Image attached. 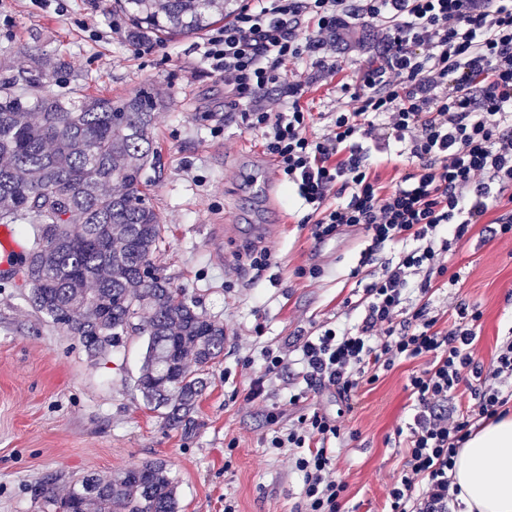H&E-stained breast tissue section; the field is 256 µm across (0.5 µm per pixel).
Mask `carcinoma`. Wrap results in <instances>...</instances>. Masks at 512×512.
I'll use <instances>...</instances> for the list:
<instances>
[{
	"label": "carcinoma",
	"instance_id": "carcinoma-1",
	"mask_svg": "<svg viewBox=\"0 0 512 512\" xmlns=\"http://www.w3.org/2000/svg\"><path fill=\"white\" fill-rule=\"evenodd\" d=\"M128 36L164 41L226 17V0H116ZM0 80V223L36 224L17 262L31 308L99 359L135 334L145 339L136 388L147 406L185 435L208 368L224 357V327L173 287L155 262L162 224L149 204L148 171L158 91L112 100L49 93L28 78ZM52 512H179L163 459L110 476L89 473L59 498L41 489Z\"/></svg>",
	"mask_w": 512,
	"mask_h": 512
}]
</instances>
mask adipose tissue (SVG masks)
<instances>
[{
  "label": "adipose tissue",
  "instance_id": "adipose-tissue-1",
  "mask_svg": "<svg viewBox=\"0 0 512 512\" xmlns=\"http://www.w3.org/2000/svg\"><path fill=\"white\" fill-rule=\"evenodd\" d=\"M451 474L466 512H512V416L474 432Z\"/></svg>",
  "mask_w": 512,
  "mask_h": 512
}]
</instances>
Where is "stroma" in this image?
<instances>
[{"instance_id":"1","label":"stroma","mask_w":512,"mask_h":512,"mask_svg":"<svg viewBox=\"0 0 512 512\" xmlns=\"http://www.w3.org/2000/svg\"><path fill=\"white\" fill-rule=\"evenodd\" d=\"M127 31L112 0H0V58L11 75L33 77L37 58L60 56L67 67L47 74L48 91L118 98L152 88L165 95L155 114L161 152L148 190L163 225L156 261L174 287L223 325L228 343L208 370L197 427L186 436L165 426L134 388L141 337L90 360L0 271V512H46L45 481L62 497L87 472L107 475L155 458L169 464L181 512H224L228 495L238 512H301V474L262 440L304 414L306 405L288 402L304 383L286 372L267 382L263 398L248 400L263 371L261 351L292 346L300 332L329 322L359 321L361 282L380 276L397 252L385 248L362 267L359 231L311 238L301 224L307 210L264 154L260 134L241 110L225 109L224 84L201 58L205 34L157 41L141 54ZM384 35L379 27L365 46L337 50L329 76L309 61L295 63L313 79L302 99L313 115L312 135L326 132L336 108L350 107L340 85L379 63ZM261 249L272 255L263 271L252 266ZM448 264L463 277L434 291L431 312L445 328L456 303L474 305L481 314L475 355L490 361L512 330V236L476 225L454 245ZM312 267L321 277L306 276ZM417 367L407 361L383 372L360 391L350 414L341 413L331 392L309 396L308 405L340 415L352 433L336 447V476L360 512H381L402 469L391 436L408 413L405 384ZM232 440L238 446L231 451Z\"/></svg>"}]
</instances>
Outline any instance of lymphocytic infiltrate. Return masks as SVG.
I'll use <instances>...</instances> for the list:
<instances>
[{
    "label": "lymphocytic infiltrate",
    "instance_id": "lymphocytic-infiltrate-1",
    "mask_svg": "<svg viewBox=\"0 0 512 512\" xmlns=\"http://www.w3.org/2000/svg\"><path fill=\"white\" fill-rule=\"evenodd\" d=\"M380 25L381 64L342 84L353 108L336 111L327 133L312 136L301 103L308 82L288 62L310 58L335 73L337 45L360 41L359 27ZM201 53L310 207L315 240L357 229L365 262L385 246L400 248L365 286L357 324L321 326L292 354L265 349L249 398L263 396L267 378L293 360L307 390L334 391L348 404L397 362L424 360L405 385L410 417L394 431L405 462L386 512H456L449 473L459 449L512 409V336L490 363L476 360L478 309L457 303L443 329L428 296L434 283H459L449 251L512 188V0H247ZM380 141L397 144L412 167L389 188L371 174ZM462 390L467 402L454 406ZM343 438L337 419L317 409L266 437L302 473L304 512H358L336 477L333 446Z\"/></svg>",
    "mask_w": 512,
    "mask_h": 512
}]
</instances>
